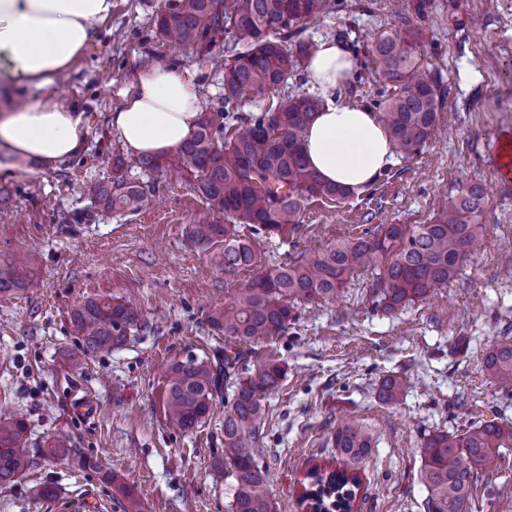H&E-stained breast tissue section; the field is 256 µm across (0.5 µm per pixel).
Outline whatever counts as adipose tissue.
<instances>
[{
    "label": "adipose tissue",
    "mask_w": 512,
    "mask_h": 512,
    "mask_svg": "<svg viewBox=\"0 0 512 512\" xmlns=\"http://www.w3.org/2000/svg\"><path fill=\"white\" fill-rule=\"evenodd\" d=\"M111 15L112 0H0V67L18 83L49 89ZM355 66L344 43H320L308 79L326 103L304 134L303 150L325 180L363 187L391 164L394 145L377 113L336 99ZM199 111L193 81L158 65L126 93L110 126L130 154L162 157L191 136ZM86 135L75 109L42 98L0 114V151L9 155L62 162L81 153Z\"/></svg>",
    "instance_id": "obj_1"
}]
</instances>
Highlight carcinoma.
Returning <instances> with one entry per match:
<instances>
[{"mask_svg":"<svg viewBox=\"0 0 512 512\" xmlns=\"http://www.w3.org/2000/svg\"><path fill=\"white\" fill-rule=\"evenodd\" d=\"M335 11L334 0H169L157 15L159 40L192 49L222 72L224 93L205 104L192 136L173 157L142 156L139 164L152 171L175 166L195 177L198 196L224 223L190 224L187 237L203 249L224 244L226 274L257 266L260 242L294 234L310 199L355 194L325 181L304 154L303 136L323 110L322 98L290 92L274 106L242 111L243 98L262 101L303 79L316 43L302 37L299 24ZM419 36L417 24L408 22L404 34L374 39L370 48L372 63L392 90L371 107L395 148L408 158L425 147L446 103L441 77L420 69ZM125 166L121 154L112 155V180L93 190L97 210L135 212L150 204L155 187L128 180ZM483 200L481 188L462 185L427 224H378L331 249H312L259 275L209 317L211 328L227 338L224 355L215 364L191 356L171 365L164 417L169 428L189 432L209 418L217 398H224V452L216 466L232 479L231 512H275L254 448L260 439L262 398L279 389L286 369L282 360L267 357L254 371H242L250 345L285 333L296 319L295 305L336 298L349 277L376 264L371 298L384 311L448 286L481 249ZM28 267L24 253L0 261V294L38 287ZM71 320L85 355L110 352L153 330L138 309L110 298L84 301ZM484 367L489 377L512 389L511 337L488 349ZM406 384L399 375L386 377L380 400L398 403ZM229 388L232 394L223 396ZM334 446L346 464L356 465L369 454L372 436L363 424L346 421L336 429ZM423 448L427 512H470L478 469L500 449L512 448V422L480 419L456 431L436 427L423 436ZM46 456L70 461L81 471L100 469L95 458L73 447L66 436L52 439ZM32 466L25 419H1L0 489L13 486ZM302 485L301 508L354 512L362 479L346 468L329 471L314 465Z\"/></svg>","mask_w":512,"mask_h":512,"instance_id":"obj_1","label":"carcinoma"}]
</instances>
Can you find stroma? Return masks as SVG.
Masks as SVG:
<instances>
[{"label": "stroma", "mask_w": 512, "mask_h": 512, "mask_svg": "<svg viewBox=\"0 0 512 512\" xmlns=\"http://www.w3.org/2000/svg\"><path fill=\"white\" fill-rule=\"evenodd\" d=\"M431 19L419 49L426 70H440L448 98L444 130L422 152L396 155L372 185L346 200L307 204L294 235L266 240L255 271L225 274L222 245L194 246L185 229L216 216L193 190V177L175 168L147 171L129 158L128 179L155 184L159 201L137 212H102L88 224L65 226L63 213L92 208V190L112 175L123 146L109 118L124 92L156 54L188 71L200 98L218 94L221 74L199 68L193 51L160 41L154 20L167 0H113L96 40L59 74L49 97L82 112L87 144L56 165L0 154V187L8 190L0 217V260L31 259L38 288L0 295V418L24 414L35 466L0 489V512H64L85 503L93 512H125L118 484L128 486L140 512H230L232 486L214 460L224 447V414L216 412L182 434L164 422L163 392L174 361L223 353L224 337L209 315L246 288L254 273L328 248L378 224L428 223L439 198L458 184L485 193L482 250L461 275L427 301L391 312L372 306L375 276L356 273L339 299L299 304L285 335L253 346L248 365L273 354L288 365L279 391L263 400L256 450L275 512H299V481L314 463L332 460L333 438L348 418L367 426L374 445L357 469L363 485L358 512H426L421 480L422 435L504 410L502 387L483 367L484 350L512 337V178L496 172V143L512 134V0H430ZM341 10L304 25L315 41L347 34L356 67L339 101L363 106L386 82L363 49L370 38L401 33L404 22L388 0H342ZM91 297L137 303L151 333L73 366L81 338L73 309ZM472 337L470 352L455 351ZM410 378L398 404L382 403V380ZM469 400L458 403V395ZM69 435L96 458L83 472L41 456L51 436ZM116 483L106 480V473ZM53 487L52 501L38 499ZM473 512H512V448L480 469Z\"/></svg>", "instance_id": "1"}]
</instances>
